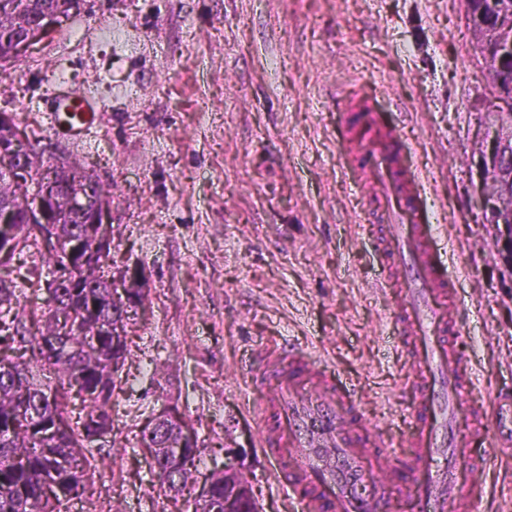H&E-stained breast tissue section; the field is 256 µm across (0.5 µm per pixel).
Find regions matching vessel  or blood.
<instances>
[{
  "mask_svg": "<svg viewBox=\"0 0 512 512\" xmlns=\"http://www.w3.org/2000/svg\"><path fill=\"white\" fill-rule=\"evenodd\" d=\"M100 112L90 97L60 90L52 100L53 128L84 138ZM369 123L361 144L345 142L341 171L366 193L358 228L377 241L380 288L394 302V346L415 368L408 451L390 459L387 434L366 416L354 385L292 343L256 359L255 385L263 393L256 407L259 445L298 512H393L385 487L386 472L395 467L410 475L402 494L414 512L452 506L475 512L488 432L469 397V362L458 350L456 282L440 260L425 180L410 163L405 140L382 117ZM462 458L469 473L464 487L458 482Z\"/></svg>",
  "mask_w": 512,
  "mask_h": 512,
  "instance_id": "b4317fda",
  "label": "vessel or blood"
}]
</instances>
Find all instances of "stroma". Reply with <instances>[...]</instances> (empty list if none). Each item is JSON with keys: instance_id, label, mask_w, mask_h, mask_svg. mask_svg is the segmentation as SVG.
Listing matches in <instances>:
<instances>
[{"instance_id": "stroma-1", "label": "stroma", "mask_w": 512, "mask_h": 512, "mask_svg": "<svg viewBox=\"0 0 512 512\" xmlns=\"http://www.w3.org/2000/svg\"><path fill=\"white\" fill-rule=\"evenodd\" d=\"M102 105L82 141L51 129L58 83ZM360 97L401 128L444 217L467 351L484 402L512 386V262L478 205L499 125L466 0H77L0 68V112L112 187V262L149 290L112 395L109 466L85 512H195L140 446L166 407L196 434L195 481L240 449L262 512H287L258 443L252 353L287 341L359 380L379 427L408 416L409 363L372 287L363 198L340 171L339 114ZM479 512H512V455L486 447Z\"/></svg>"}]
</instances>
